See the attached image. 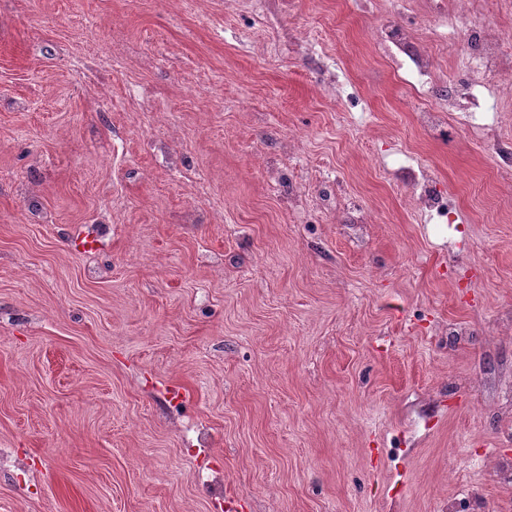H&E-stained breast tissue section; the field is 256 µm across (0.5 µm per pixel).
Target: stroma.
<instances>
[{
  "label": "stroma",
  "instance_id": "1",
  "mask_svg": "<svg viewBox=\"0 0 512 512\" xmlns=\"http://www.w3.org/2000/svg\"><path fill=\"white\" fill-rule=\"evenodd\" d=\"M278 2L0 0V512H512V112L429 135L371 0ZM395 164L412 187L415 215L426 224H452L448 199L434 190L433 179L426 170H415L411 165H404L400 161H396Z\"/></svg>",
  "mask_w": 512,
  "mask_h": 512
}]
</instances>
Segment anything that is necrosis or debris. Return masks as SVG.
Instances as JSON below:
<instances>
[{"label":"necrosis or debris","instance_id":"obj_1","mask_svg":"<svg viewBox=\"0 0 512 512\" xmlns=\"http://www.w3.org/2000/svg\"><path fill=\"white\" fill-rule=\"evenodd\" d=\"M470 4L471 0H458L455 25L467 40L473 69L493 76L490 86L477 79L440 87L428 55L405 26L390 23L378 32L380 45L406 85L425 102L417 112L423 129H447L449 115L459 112L472 129L489 130L494 126L495 113L512 106V27L471 24ZM399 171L412 187L416 216L428 224L450 223L448 199L434 190L426 170L403 164Z\"/></svg>","mask_w":512,"mask_h":512}]
</instances>
